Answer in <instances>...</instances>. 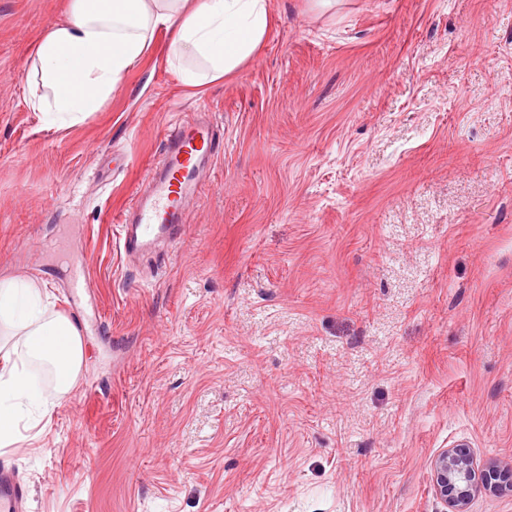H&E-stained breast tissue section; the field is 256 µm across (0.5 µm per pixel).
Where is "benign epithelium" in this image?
I'll list each match as a JSON object with an SVG mask.
<instances>
[{"instance_id": "benign-epithelium-1", "label": "benign epithelium", "mask_w": 512, "mask_h": 512, "mask_svg": "<svg viewBox=\"0 0 512 512\" xmlns=\"http://www.w3.org/2000/svg\"><path fill=\"white\" fill-rule=\"evenodd\" d=\"M434 490L444 501L448 512H470L475 495L482 489H493L512 495V466L477 467L470 451L445 449L431 461Z\"/></svg>"}]
</instances>
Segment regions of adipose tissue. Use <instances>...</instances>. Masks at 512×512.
Here are the masks:
<instances>
[{"label":"adipose tissue","mask_w":512,"mask_h":512,"mask_svg":"<svg viewBox=\"0 0 512 512\" xmlns=\"http://www.w3.org/2000/svg\"><path fill=\"white\" fill-rule=\"evenodd\" d=\"M273 23L269 0H66L63 18L33 46V69L49 94L30 105L53 124L85 122L162 29L184 87L223 81L263 46ZM83 363L78 327L53 310L44 288L0 278V447L16 442L21 421L37 424L49 414ZM38 370L47 385L36 380Z\"/></svg>","instance_id":"1"}]
</instances>
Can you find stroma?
<instances>
[{"mask_svg": "<svg viewBox=\"0 0 512 512\" xmlns=\"http://www.w3.org/2000/svg\"><path fill=\"white\" fill-rule=\"evenodd\" d=\"M62 2L0 0V278L85 354L0 447L26 512H445L440 451L512 464V0H271L223 82L182 87L162 31L57 129L29 53ZM199 111L224 146L182 237L124 258L114 214Z\"/></svg>", "mask_w": 512, "mask_h": 512, "instance_id": "obj_1", "label": "stroma"}]
</instances>
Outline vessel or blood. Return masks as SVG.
Segmentation results:
<instances>
[{
  "label": "vessel or blood",
  "mask_w": 512,
  "mask_h": 512,
  "mask_svg": "<svg viewBox=\"0 0 512 512\" xmlns=\"http://www.w3.org/2000/svg\"><path fill=\"white\" fill-rule=\"evenodd\" d=\"M221 138L211 122L188 113L166 137L164 152L152 168L145 190L125 208L118 239L125 256L183 232L186 201L206 185L207 164L218 155ZM26 489L14 471L0 468V512H25Z\"/></svg>",
  "instance_id": "1"
}]
</instances>
